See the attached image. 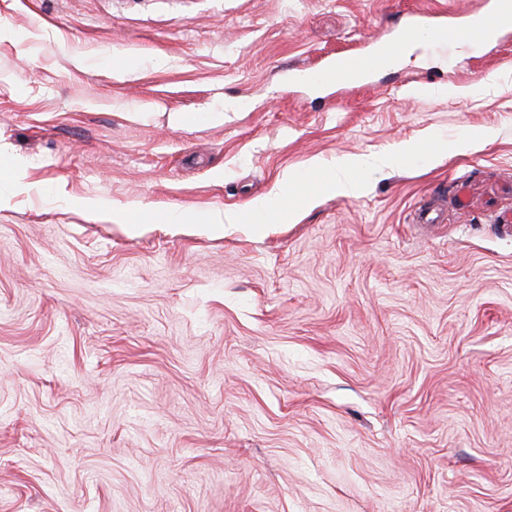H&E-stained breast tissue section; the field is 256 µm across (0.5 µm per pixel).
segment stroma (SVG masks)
<instances>
[{
  "instance_id": "35a3bbf8",
  "label": "stroma",
  "mask_w": 512,
  "mask_h": 512,
  "mask_svg": "<svg viewBox=\"0 0 512 512\" xmlns=\"http://www.w3.org/2000/svg\"><path fill=\"white\" fill-rule=\"evenodd\" d=\"M484 3L0 0V512H512V32L288 85ZM485 129L263 236L169 221ZM375 45L378 46V50L339 55L331 58L322 68L297 69L291 74L289 82L299 86H328L340 84L347 76L367 80L373 71L385 65L390 49L395 47L393 43Z\"/></svg>"
}]
</instances>
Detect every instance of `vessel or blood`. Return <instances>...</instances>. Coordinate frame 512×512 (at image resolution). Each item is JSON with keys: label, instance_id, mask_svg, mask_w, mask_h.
Instances as JSON below:
<instances>
[{"label": "vessel or blood", "instance_id": "1", "mask_svg": "<svg viewBox=\"0 0 512 512\" xmlns=\"http://www.w3.org/2000/svg\"><path fill=\"white\" fill-rule=\"evenodd\" d=\"M495 7L471 15L460 25L450 27L440 23L424 24L414 22L401 33V40L435 39L451 45H467L469 49L480 50L490 39L506 31H512V15L503 16L502 7L508 0H495ZM390 44H379L377 49L367 52L349 53L330 59L325 67L312 69L300 68L291 74L294 85L328 86L340 84L346 77L353 76L368 79L378 68L385 65Z\"/></svg>", "mask_w": 512, "mask_h": 512}]
</instances>
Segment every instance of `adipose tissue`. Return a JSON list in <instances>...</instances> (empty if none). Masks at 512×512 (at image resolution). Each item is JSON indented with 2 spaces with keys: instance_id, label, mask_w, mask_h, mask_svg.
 <instances>
[{
  "instance_id": "ef3b65f1",
  "label": "adipose tissue",
  "mask_w": 512,
  "mask_h": 512,
  "mask_svg": "<svg viewBox=\"0 0 512 512\" xmlns=\"http://www.w3.org/2000/svg\"><path fill=\"white\" fill-rule=\"evenodd\" d=\"M436 135H428L426 142L405 141L383 157L375 159L372 164L386 167L423 153L424 145L436 142ZM364 158L355 156L337 157L330 168H323L319 162H311L307 173H296L277 181L271 192L254 201L249 210L248 227L253 234L261 235L270 227V219L279 215L284 199L295 196L302 203L314 204L318 196H348L355 194L359 188L354 175L366 168Z\"/></svg>"
}]
</instances>
